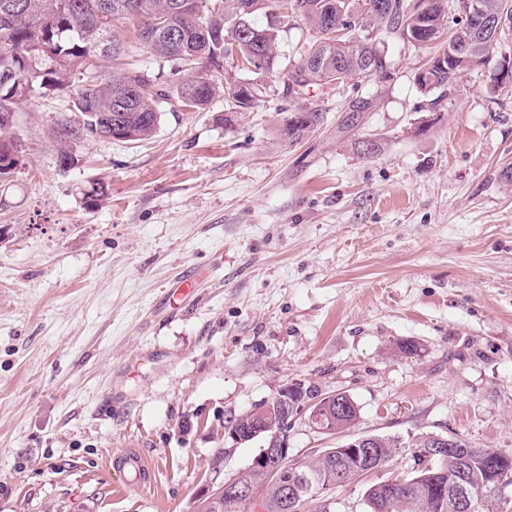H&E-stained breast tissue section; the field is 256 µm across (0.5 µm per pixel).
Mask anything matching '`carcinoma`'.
I'll list each match as a JSON object with an SVG mask.
<instances>
[{
    "instance_id": "1",
    "label": "carcinoma",
    "mask_w": 512,
    "mask_h": 512,
    "mask_svg": "<svg viewBox=\"0 0 512 512\" xmlns=\"http://www.w3.org/2000/svg\"><path fill=\"white\" fill-rule=\"evenodd\" d=\"M254 11L268 7L267 0H196L192 14L176 11L178 0H0V73L10 71L20 80L33 74L29 96L66 91L72 108L57 119L48 131L57 146L60 170L74 163L77 147L90 138L141 142L150 139L160 123V104L175 99L180 105L198 112L206 110L216 96L230 103V111L247 110L257 104L265 90L262 81L251 80L255 90L238 89L224 82V63L239 68L255 67L254 74L267 77L279 66L277 37L279 29L295 19L308 27L309 42L296 48V61L287 71L286 94L298 100L315 87L338 88L365 71L383 68V62L366 28L391 40L405 41L414 22H422L435 32L438 41L448 28L450 0H431L429 14L418 16L417 0H384L385 8L375 13L374 0H275L281 12L280 28L259 27L253 14L243 13L246 2ZM134 23L139 41L165 62L171 63L172 79L154 83L142 71L109 68V63L125 51L118 24ZM107 34L110 48L100 50V37ZM494 46L483 42L455 60L459 75L475 70L473 61L488 57ZM421 91L437 93L429 100L436 110L448 96V76L432 85L415 78ZM126 104L122 133L116 134L104 124L118 100ZM21 98L11 85L0 84V112L15 111ZM322 119L319 109L300 106L281 128L289 142L304 138ZM13 129L0 127V178L8 177L20 166L13 155ZM324 421L336 430L348 431L356 425L358 408L347 412H327ZM374 458L388 462L404 443L398 439L374 436ZM458 454L468 457L466 475L473 494V512H501L499 489L491 478L492 463L501 460V474L512 472V453L475 448L456 434ZM339 467H328L325 458L302 465L310 485L302 500L326 486L343 487L359 475V457L344 454ZM261 495L259 504H229L199 496L193 512H249L259 506L265 512H279L277 491L260 472L247 474ZM458 477L456 457L433 458L402 477L397 491L382 481L365 489L367 512H437L432 492L437 486L452 487Z\"/></svg>"
}]
</instances>
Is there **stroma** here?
Masks as SVG:
<instances>
[{
	"mask_svg": "<svg viewBox=\"0 0 512 512\" xmlns=\"http://www.w3.org/2000/svg\"><path fill=\"white\" fill-rule=\"evenodd\" d=\"M380 50L382 77L308 92L323 119L297 143L272 78L243 112L162 104L151 139H89L63 173L48 130L68 94L19 103L24 161L0 182V512H191L261 448L228 421L290 380L348 394L354 434L406 443L334 512L410 472L421 434L512 453V96L490 65L430 110L426 50ZM128 450L152 485L108 465Z\"/></svg>",
	"mask_w": 512,
	"mask_h": 512,
	"instance_id": "35a3bbf8",
	"label": "stroma"
}]
</instances>
